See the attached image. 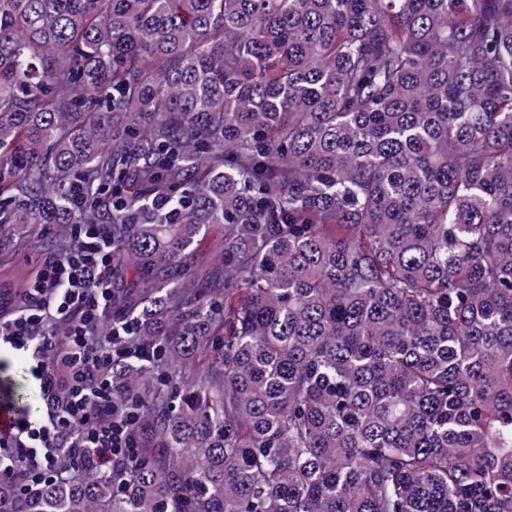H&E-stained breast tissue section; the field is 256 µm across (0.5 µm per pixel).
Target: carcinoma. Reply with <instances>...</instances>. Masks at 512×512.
I'll return each mask as SVG.
<instances>
[{"instance_id":"obj_1","label":"carcinoma","mask_w":512,"mask_h":512,"mask_svg":"<svg viewBox=\"0 0 512 512\" xmlns=\"http://www.w3.org/2000/svg\"><path fill=\"white\" fill-rule=\"evenodd\" d=\"M71 224L137 448L0 512H512V0H0V260Z\"/></svg>"}]
</instances>
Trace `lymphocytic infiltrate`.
I'll list each match as a JSON object with an SVG mask.
<instances>
[{
    "label": "lymphocytic infiltrate",
    "instance_id": "lymphocytic-infiltrate-1",
    "mask_svg": "<svg viewBox=\"0 0 512 512\" xmlns=\"http://www.w3.org/2000/svg\"><path fill=\"white\" fill-rule=\"evenodd\" d=\"M112 240L104 224H76L64 257H45L12 312L0 343L27 353L41 416L0 437V479L36 491L60 449L111 468L130 459L132 423L112 416V365L140 358L130 326L112 328Z\"/></svg>",
    "mask_w": 512,
    "mask_h": 512
}]
</instances>
